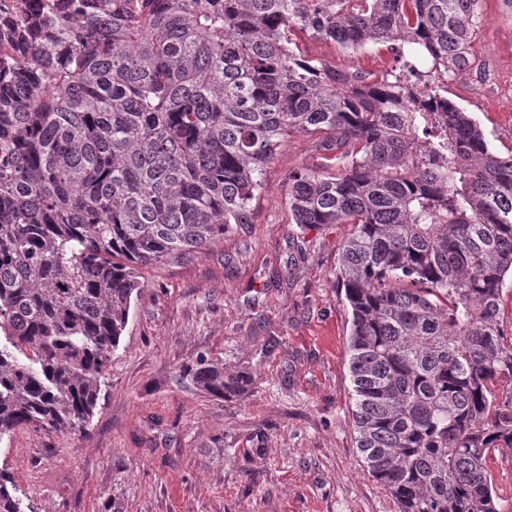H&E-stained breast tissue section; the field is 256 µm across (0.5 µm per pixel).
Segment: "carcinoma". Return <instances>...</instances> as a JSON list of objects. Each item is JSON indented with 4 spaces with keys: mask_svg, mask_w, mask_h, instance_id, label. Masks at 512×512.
<instances>
[{
    "mask_svg": "<svg viewBox=\"0 0 512 512\" xmlns=\"http://www.w3.org/2000/svg\"><path fill=\"white\" fill-rule=\"evenodd\" d=\"M479 0H112L21 35L44 60L0 89V440L82 430L138 268L184 261L252 221L294 133V223L349 224L336 286L363 466L398 512H500L488 460L512 447V153L448 90L361 79L298 35L397 42L439 75L470 63ZM204 391L251 380L199 359ZM0 472V512H21ZM500 324L504 336L509 340L512 337V279L510 276L506 277L501 302H500Z\"/></svg>",
    "mask_w": 512,
    "mask_h": 512,
    "instance_id": "obj_1",
    "label": "carcinoma"
}]
</instances>
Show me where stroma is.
Returning a JSON list of instances; mask_svg holds the SVG:
<instances>
[{
  "instance_id": "stroma-1",
  "label": "stroma",
  "mask_w": 512,
  "mask_h": 512,
  "mask_svg": "<svg viewBox=\"0 0 512 512\" xmlns=\"http://www.w3.org/2000/svg\"><path fill=\"white\" fill-rule=\"evenodd\" d=\"M336 68L399 72L395 43L345 49L300 37ZM466 70L448 96L490 146L512 150V18L480 0ZM321 134L291 135L263 174L242 230L191 261L141 267L127 327L85 430L33 426L0 440V471L22 512H397L356 448L346 343L351 314L336 286L350 227L302 226L288 175L318 166ZM253 380L241 395L197 388L200 357Z\"/></svg>"
}]
</instances>
